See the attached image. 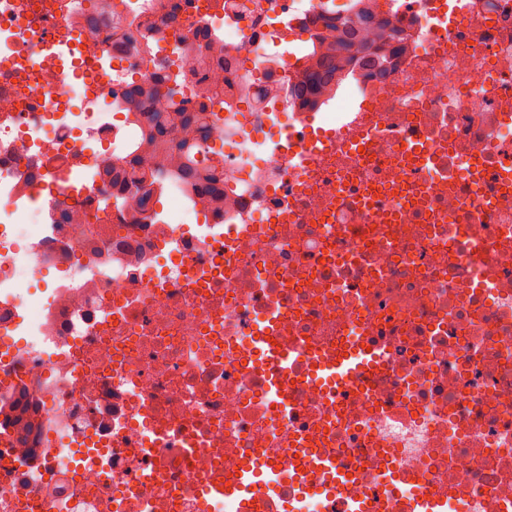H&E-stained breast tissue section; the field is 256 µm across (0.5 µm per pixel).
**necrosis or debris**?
Segmentation results:
<instances>
[{"label": "necrosis or debris", "mask_w": 512, "mask_h": 512, "mask_svg": "<svg viewBox=\"0 0 512 512\" xmlns=\"http://www.w3.org/2000/svg\"><path fill=\"white\" fill-rule=\"evenodd\" d=\"M52 2L0 0V512H245L270 462L260 512H512V0ZM163 62L210 89L224 195L169 176L145 209L96 172ZM332 50L334 53L320 54L317 68L294 85V94L307 106L313 103V96L319 89L336 78V43Z\"/></svg>", "instance_id": "4bbe7bcc"}]
</instances>
